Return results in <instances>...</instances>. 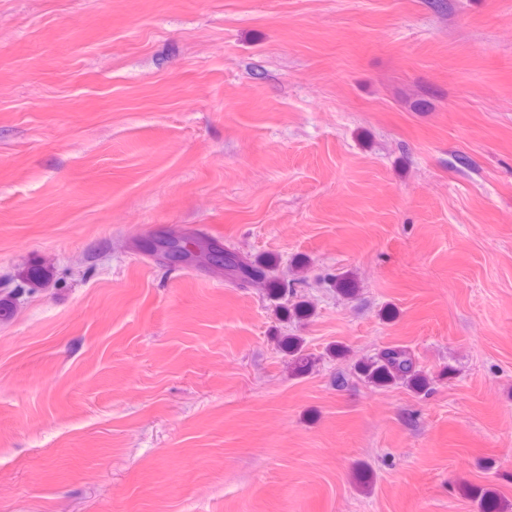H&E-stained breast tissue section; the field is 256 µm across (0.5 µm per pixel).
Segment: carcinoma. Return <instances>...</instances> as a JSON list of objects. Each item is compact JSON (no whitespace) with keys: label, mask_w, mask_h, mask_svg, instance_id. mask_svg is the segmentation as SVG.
Here are the masks:
<instances>
[{"label":"carcinoma","mask_w":512,"mask_h":512,"mask_svg":"<svg viewBox=\"0 0 512 512\" xmlns=\"http://www.w3.org/2000/svg\"><path fill=\"white\" fill-rule=\"evenodd\" d=\"M189 257L203 256L213 267L215 273L238 284L258 282L268 288L275 296L288 291V281L274 275L269 269L270 263L257 266L248 259L229 249H204V240L200 237H174ZM360 372L368 382L375 386L385 387L394 383H402L417 390L424 388L426 378L417 369L414 355L405 346L387 348L377 358L360 367Z\"/></svg>","instance_id":"obj_1"}]
</instances>
